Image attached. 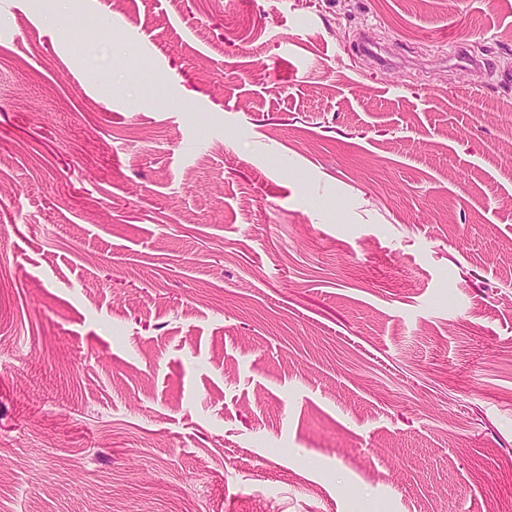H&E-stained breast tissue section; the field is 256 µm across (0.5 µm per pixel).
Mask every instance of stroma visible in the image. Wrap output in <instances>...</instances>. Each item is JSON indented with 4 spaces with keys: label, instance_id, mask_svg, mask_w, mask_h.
<instances>
[{
    "label": "stroma",
    "instance_id": "1",
    "mask_svg": "<svg viewBox=\"0 0 512 512\" xmlns=\"http://www.w3.org/2000/svg\"><path fill=\"white\" fill-rule=\"evenodd\" d=\"M363 502L512 503V0H0V512Z\"/></svg>",
    "mask_w": 512,
    "mask_h": 512
}]
</instances>
